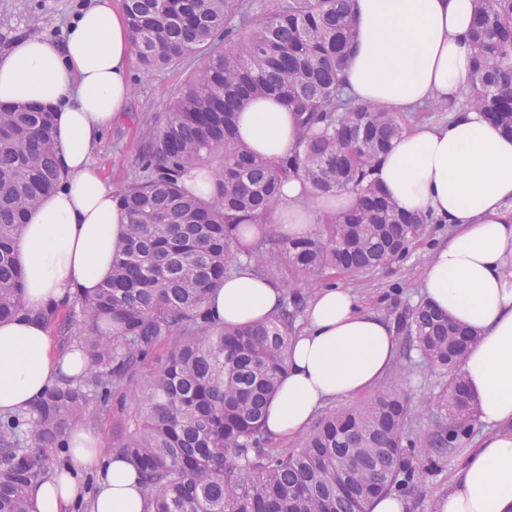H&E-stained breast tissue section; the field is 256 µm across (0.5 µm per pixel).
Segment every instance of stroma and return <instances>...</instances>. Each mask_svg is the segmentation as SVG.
Instances as JSON below:
<instances>
[{
    "label": "stroma",
    "instance_id": "1",
    "mask_svg": "<svg viewBox=\"0 0 512 512\" xmlns=\"http://www.w3.org/2000/svg\"><path fill=\"white\" fill-rule=\"evenodd\" d=\"M85 0H0V51L16 36L38 34L62 39L70 22L80 13ZM189 74L188 67L170 68L145 76L140 67L132 69V92L126 112L104 131L94 155L114 188H122L138 173V158L146 128L163 126L169 103ZM451 225L429 224L424 235L410 245L400 258L367 274L327 271L319 284L350 288L360 304L390 323L409 314L423 301L422 279L433 249L447 240ZM318 284V285H319ZM399 352L390 373L405 394L411 415L403 440L423 444L440 418L435 400L447 380L446 374L427 364L406 333H399ZM414 478L402 492L406 512H434L436 499L447 493L461 464L459 452L429 461L415 454L410 458Z\"/></svg>",
    "mask_w": 512,
    "mask_h": 512
}]
</instances>
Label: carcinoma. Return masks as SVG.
<instances>
[{
    "instance_id": "cac0c4a2",
    "label": "carcinoma",
    "mask_w": 512,
    "mask_h": 512,
    "mask_svg": "<svg viewBox=\"0 0 512 512\" xmlns=\"http://www.w3.org/2000/svg\"><path fill=\"white\" fill-rule=\"evenodd\" d=\"M355 0H124L146 74L203 57L146 135L141 170L115 200L129 217L112 275L91 295L38 317L89 358L79 380L56 383L27 412L0 415V512H33L32 488L53 480L52 453L72 428L139 404L111 453L131 462L151 512H367L413 479L400 451L410 416L390 385L322 420L299 447H267L263 418L286 371L291 313L224 327L206 302L224 284L242 226L271 210L283 179L313 195L351 190L358 205L326 219L323 238L251 246L253 269L311 285L328 270L368 273L406 252L426 219L399 211L373 177L403 127L394 113L345 95L339 80L356 38ZM472 69L458 107L512 135V0H473ZM275 95L303 115L296 149L272 166L242 144L244 105ZM52 113L0 105V320L25 312L20 232L58 187ZM215 172L216 196L183 191L190 166ZM422 358L448 371L437 400L447 426L418 452L451 449L473 424L455 366L471 333L426 303L405 320Z\"/></svg>"
}]
</instances>
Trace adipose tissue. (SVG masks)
<instances>
[{"label":"adipose tissue","mask_w":512,"mask_h":512,"mask_svg":"<svg viewBox=\"0 0 512 512\" xmlns=\"http://www.w3.org/2000/svg\"><path fill=\"white\" fill-rule=\"evenodd\" d=\"M473 12V0H356L357 39L341 73L344 91L390 112L459 99ZM133 58L127 16L111 0H92L63 41L30 35L0 54V103L53 110L64 173L60 188L22 227L26 312L0 321V413L29 409L60 376L77 378L87 367L80 350L51 354L48 331L35 314L92 292L112 272L129 219L96 165L94 147L128 105ZM238 129L242 143L271 164L295 148L300 134L297 112L272 96L249 101ZM375 177L399 210L453 225L425 266L424 296L476 334L459 374L483 434L463 450L435 512H512V137L483 113L457 112L448 122L403 130L379 158ZM356 202L346 190L308 199L302 182L288 178L270 221L245 226L239 267L208 300L214 321L247 325L280 310L281 288L249 263L253 241L270 233L309 236L317 214L347 211ZM304 315L264 418L267 436L276 440L303 435L327 402L373 391L398 351L394 326L363 309L349 289H317ZM86 472L93 488L81 481ZM32 499L34 512H72L85 499L90 512L148 510L132 464L103 454L99 440L80 427L71 433L58 483L37 486Z\"/></svg>","instance_id":"adipose-tissue-1"}]
</instances>
